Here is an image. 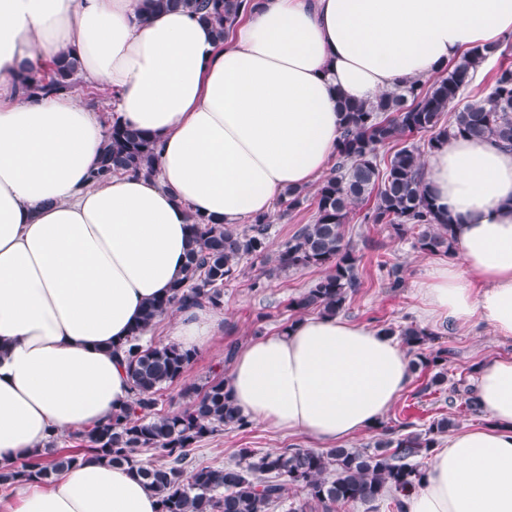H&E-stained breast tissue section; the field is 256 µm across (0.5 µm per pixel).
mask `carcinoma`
<instances>
[{
  "label": "carcinoma",
  "mask_w": 512,
  "mask_h": 512,
  "mask_svg": "<svg viewBox=\"0 0 512 512\" xmlns=\"http://www.w3.org/2000/svg\"><path fill=\"white\" fill-rule=\"evenodd\" d=\"M242 0H144L141 18L176 8L189 10L211 26L222 41L238 16ZM499 51V45L464 52L432 78L407 81L399 90L383 93L364 104L339 101L342 134L331 172L315 186L287 189L278 205L288 214L310 199L313 220L300 225L270 256L269 217H255L243 227L189 225L185 275L167 294L150 301L140 322L131 330L123 350L132 399L104 423L72 435L77 450L57 448L52 434L48 455L33 454L21 463L0 469V484L13 485L32 478L47 482L60 471L94 458L136 473L159 495L160 512H271L284 503L292 486L306 491L307 500L290 512H334L336 504H373L389 501L391 512H406L403 497L420 484L424 471L419 459L432 454L443 435L454 426L449 418L432 420L426 428L403 422L382 428L384 438L372 451L331 448H287L260 453L240 448L237 461L228 466H203L187 470L189 448L229 427L245 430L251 421L231 404L224 373H214L198 386L182 389L183 407L159 409L164 393L180 381L196 352L172 343L144 340L158 319L194 306L220 309L224 283L244 271L243 261L262 259L270 264L267 276L293 269L316 267L324 274L302 295L288 301V310H317L338 315L360 286L358 255L345 226L353 210L366 207L363 223L379 224L398 238L415 232L413 247L424 255H455L451 217L435 211L423 184L420 147L411 141L428 133L429 150L449 140L494 138L512 147V63H499L491 72L490 91L483 97L467 96L474 74ZM79 62L69 54L58 58L49 75L23 72L19 88L46 94L68 91L77 84ZM452 119L443 121L445 113ZM408 144L385 160L380 151L399 140ZM153 141L148 133L113 122L100 158L90 177L104 181L120 172H153ZM398 336L412 356V369L430 370L426 387H441L448 380L452 351L434 347L433 334L410 323L384 329ZM463 396L468 411L479 412L474 388L452 384L448 403ZM154 451L160 460L145 462L143 452Z\"/></svg>",
  "instance_id": "1"
}]
</instances>
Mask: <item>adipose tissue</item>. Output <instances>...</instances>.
Listing matches in <instances>:
<instances>
[{
	"label": "adipose tissue",
	"instance_id": "1",
	"mask_svg": "<svg viewBox=\"0 0 512 512\" xmlns=\"http://www.w3.org/2000/svg\"><path fill=\"white\" fill-rule=\"evenodd\" d=\"M224 40L184 9L141 0H0V466L52 432L93 427L131 400L114 349L184 274L193 219L236 224L328 170L339 99L369 103L464 51L512 37V0H244ZM72 53L119 122L157 143L152 176L90 178L106 124L76 92H21ZM426 189L457 254L425 270L429 317L512 338V151L457 138L430 151ZM209 306L168 340L208 345ZM413 378L391 337L338 316L260 336L226 381L250 420L324 444L379 426ZM484 425L450 435L407 512H512V358L480 365ZM14 512H159L127 468L89 459L19 483Z\"/></svg>",
	"mask_w": 512,
	"mask_h": 512
}]
</instances>
